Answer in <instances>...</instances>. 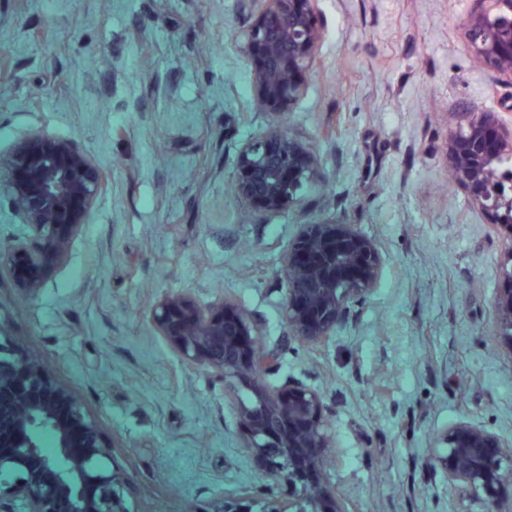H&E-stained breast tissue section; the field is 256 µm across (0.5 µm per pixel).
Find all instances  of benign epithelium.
<instances>
[{
	"mask_svg": "<svg viewBox=\"0 0 512 512\" xmlns=\"http://www.w3.org/2000/svg\"><path fill=\"white\" fill-rule=\"evenodd\" d=\"M319 0H245L255 12L242 49L250 61L258 104L283 112L303 95L323 39ZM464 22L470 53L486 68L512 79V0H477ZM446 156L453 181L472 193L501 246L500 286L493 335L512 354V124L495 114L462 112ZM313 152L275 126L242 145L234 187L247 209L284 211L318 179ZM89 157L67 140L33 133L0 156V197L21 217L24 231L0 249V282L19 295L40 292L44 277L64 261L82 233L88 210L104 191ZM288 277L285 320L293 337L317 343L352 316L376 286L382 269L377 244L352 224L302 225L282 258ZM158 333L188 364L203 366L250 393L240 403L243 448L263 483L224 499L206 512H348L336 489L317 482L327 466L332 430L325 396L296 380L269 392L260 373L275 367L276 350L261 343L252 317L235 304L202 307L185 294H166L151 309ZM43 425L66 461L62 474L35 442ZM0 512H128L124 470L113 461L81 400L49 375L43 360L0 347ZM429 463L448 475L461 512L477 505L497 512L512 494V444L482 427L460 422L440 433Z\"/></svg>",
	"mask_w": 512,
	"mask_h": 512,
	"instance_id": "7a95c632",
	"label": "benign epithelium"
}]
</instances>
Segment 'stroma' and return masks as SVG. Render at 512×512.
Listing matches in <instances>:
<instances>
[{"label":"stroma","instance_id":"1","mask_svg":"<svg viewBox=\"0 0 512 512\" xmlns=\"http://www.w3.org/2000/svg\"><path fill=\"white\" fill-rule=\"evenodd\" d=\"M318 7L315 72L274 114L241 50L242 0H0V155L33 133L68 140L107 180L38 294L0 285V346L38 354L81 398L131 477L129 512H193L258 482L238 397L155 329L164 294L235 303L278 352L263 384L324 393L325 477L349 512H458L434 438L467 422L512 442V355L492 334L501 248L445 150L472 107L512 122V79L465 46L474 0ZM275 125L321 179L250 213L236 159ZM332 221L377 243L382 273L310 344L284 319L281 260L301 225Z\"/></svg>","mask_w":512,"mask_h":512}]
</instances>
